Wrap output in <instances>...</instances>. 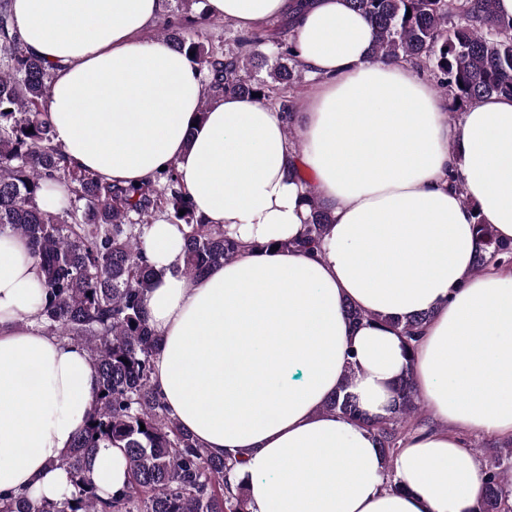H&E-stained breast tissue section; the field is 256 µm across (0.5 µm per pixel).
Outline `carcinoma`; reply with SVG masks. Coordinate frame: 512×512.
Wrapping results in <instances>:
<instances>
[{
	"mask_svg": "<svg viewBox=\"0 0 512 512\" xmlns=\"http://www.w3.org/2000/svg\"><path fill=\"white\" fill-rule=\"evenodd\" d=\"M375 33L372 62L403 61L430 74L449 99L451 112L492 96L512 97V17L496 0H348ZM11 0H0V234L8 229L27 240L41 273L40 315L48 330L84 346L99 369V383L84 427L59 466L70 489L55 502L35 503L23 494L0 492V512H248L244 489L228 482L236 462L212 455L168 412L153 379L162 338L151 326L147 297L156 270L146 254L144 226L166 207L184 232L182 272L190 278L233 260L241 245L222 226L196 213L176 168L138 187L104 186L72 166L55 144L46 101L50 69L28 52L13 25ZM209 17L169 16L164 38L206 73L210 90L268 104L281 112L294 134V93L306 82L298 60L294 20L276 32V53L267 55L266 29L242 31L236 50L221 52L186 36ZM65 185L87 201L80 213L59 216L39 204L42 193ZM298 238L283 248L311 254L320 246L328 212L311 197ZM185 211L179 215V211ZM476 272L512 260V243L477 224ZM426 316L390 322L408 352ZM420 395L412 373L396 388L392 411L372 418L340 390L325 409L366 425L386 469L407 435L424 429ZM145 430H140V425ZM100 448L126 456L128 480L101 494L92 459ZM484 466L480 512H508L504 488L512 483V444L501 446Z\"/></svg>",
	"mask_w": 512,
	"mask_h": 512,
	"instance_id": "obj_1",
	"label": "carcinoma"
}]
</instances>
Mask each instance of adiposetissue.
<instances>
[{
    "instance_id": "1",
    "label": "adipose tissue",
    "mask_w": 512,
    "mask_h": 512,
    "mask_svg": "<svg viewBox=\"0 0 512 512\" xmlns=\"http://www.w3.org/2000/svg\"><path fill=\"white\" fill-rule=\"evenodd\" d=\"M167 0H12L29 52L53 67L54 140L102 182L141 184L176 167L198 214L242 249L200 279L183 275L184 235L144 229L158 272L147 298L163 338L153 378L169 412L213 455L237 458L249 512H477L483 464L468 440L512 441V264L473 275L477 224L512 241V98L447 119L430 82L368 59L373 33L346 0H205L244 31L295 15L314 82L295 150L279 112L223 95L209 109L199 67L146 31ZM330 214L321 255L280 249L309 214ZM262 250H254V243ZM26 239L0 235V491L59 500V462L82 428L98 370L78 343L39 325ZM355 306L374 323L352 325ZM427 315L414 356L378 317ZM433 426L386 470L370 432L323 412L340 385L387 415L404 373ZM101 491L127 480L98 449Z\"/></svg>"
}]
</instances>
